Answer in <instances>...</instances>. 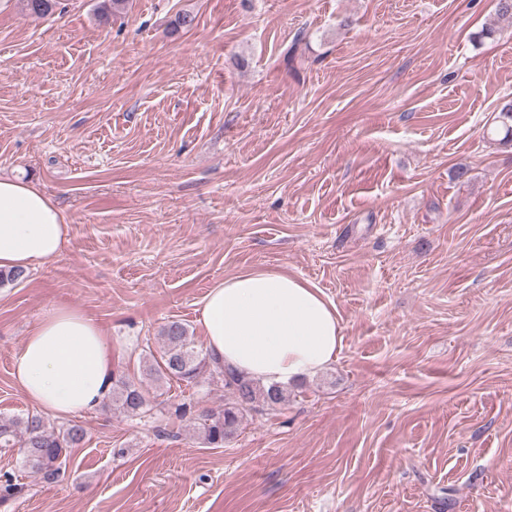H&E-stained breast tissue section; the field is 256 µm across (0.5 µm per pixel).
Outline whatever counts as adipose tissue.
<instances>
[{
	"label": "adipose tissue",
	"instance_id": "obj_1",
	"mask_svg": "<svg viewBox=\"0 0 512 512\" xmlns=\"http://www.w3.org/2000/svg\"><path fill=\"white\" fill-rule=\"evenodd\" d=\"M67 242L57 204L37 186L0 177V269L28 270L56 258ZM206 352L264 383L311 377L342 347L336 307L286 271L256 269L218 282L200 308ZM112 345L80 310L49 308L29 332L12 376L35 405L66 419L96 412L112 393Z\"/></svg>",
	"mask_w": 512,
	"mask_h": 512
}]
</instances>
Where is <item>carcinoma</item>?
<instances>
[{
	"label": "carcinoma",
	"instance_id": "1",
	"mask_svg": "<svg viewBox=\"0 0 512 512\" xmlns=\"http://www.w3.org/2000/svg\"><path fill=\"white\" fill-rule=\"evenodd\" d=\"M29 13L45 17L53 14L58 0H24ZM158 349L143 354V373L157 383L198 385L206 380L222 384L232 400L197 417L199 443L220 448L233 437L245 416L259 408L288 403V387L263 384L230 369L216 358L198 350L187 326L171 321L157 337ZM112 401L130 417H142L152 410L142 382L127 377L113 380ZM85 438V428L70 421L57 428L47 427L35 414L22 418L0 417V448H18L23 467L45 483L55 482L66 464L69 449Z\"/></svg>",
	"mask_w": 512,
	"mask_h": 512
}]
</instances>
